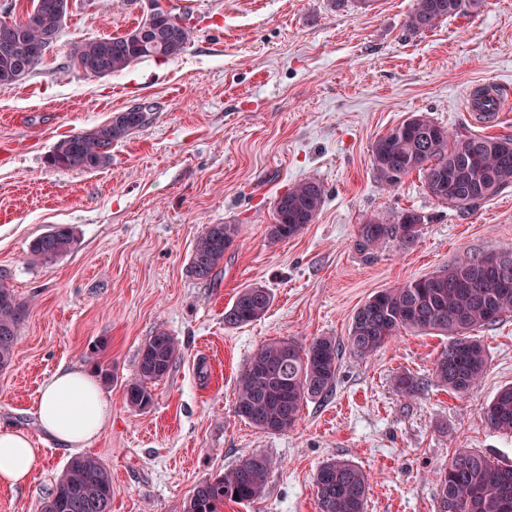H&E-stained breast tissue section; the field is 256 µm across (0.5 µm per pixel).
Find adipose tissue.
<instances>
[{"mask_svg": "<svg viewBox=\"0 0 512 512\" xmlns=\"http://www.w3.org/2000/svg\"><path fill=\"white\" fill-rule=\"evenodd\" d=\"M111 418L100 383L87 369L59 367L40 389V427L64 445H85L101 434ZM39 454L26 432L0 424V486L27 485Z\"/></svg>", "mask_w": 512, "mask_h": 512, "instance_id": "adipose-tissue-1", "label": "adipose tissue"}]
</instances>
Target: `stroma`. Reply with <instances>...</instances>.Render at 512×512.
<instances>
[{
    "label": "stroma",
    "instance_id": "35a3bbf8",
    "mask_svg": "<svg viewBox=\"0 0 512 512\" xmlns=\"http://www.w3.org/2000/svg\"><path fill=\"white\" fill-rule=\"evenodd\" d=\"M413 0H168L193 38L172 60L136 62L90 77L67 68L70 48L119 34L149 0H72L61 37L23 83L0 88V281L29 307L9 366L0 369V423L28 433L41 454L27 486L0 487V512H40L76 449L45 437L42 384L59 366L109 370L106 429L84 447L112 479L111 512H184L199 483L256 451L270 460L264 497L224 512H315L314 477L333 458L367 474L364 512H438L437 473L459 450L512 465V435L488 429L483 407L512 384V315L473 332L488 367L471 392L434 376L446 339L400 333L375 355L343 350L336 386L305 400L297 424L268 434L234 413L237 383L264 343L345 341L375 293L473 255L512 249V185L464 215L439 203L421 173L381 185L374 141L414 113L480 135L512 136V111L489 124L466 101L487 83L512 93V0H484L417 36ZM146 125L95 171L59 170L46 157L65 136L131 106ZM319 180L326 198L313 224L272 241L274 203L288 187ZM427 217L411 249L355 242L373 213ZM73 228V248L48 264L32 241ZM240 234L211 280L190 256L202 227ZM273 295L269 311L229 328L224 311L243 288ZM181 345L145 410L124 385L156 330ZM419 378L412 395L399 376Z\"/></svg>",
    "mask_w": 512,
    "mask_h": 512
}]
</instances>
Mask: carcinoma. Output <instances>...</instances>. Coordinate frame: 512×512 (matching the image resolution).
<instances>
[{
  "mask_svg": "<svg viewBox=\"0 0 512 512\" xmlns=\"http://www.w3.org/2000/svg\"><path fill=\"white\" fill-rule=\"evenodd\" d=\"M49 0H32L27 18L0 26L19 28L17 42L5 56L0 53V86L22 83L20 74L32 76L53 47L67 11L46 7ZM482 0H414L404 27L410 35L431 30L454 16L479 10ZM191 40L190 27L174 14L159 18L152 32L141 36V25L122 34L76 44L67 67L78 68L76 57L104 75L118 74L135 62L175 59ZM146 113L133 106L89 132L77 133L54 144L48 164L60 170L93 171L110 160L112 144L144 127ZM372 160L381 183L397 186L418 171L427 192L438 202L466 215L512 184V137L454 134L425 113L410 115L377 138ZM325 189L316 179L294 184L274 205V241L301 233L317 218ZM427 218L406 210L390 219L372 215L358 227L355 246L360 252L377 250L395 241L402 249L417 243ZM239 234L236 224H206L192 250L190 272L208 281L224 260ZM74 231L66 224L33 240L30 260L49 263L69 252ZM487 255L467 257L446 270L415 278L374 294L353 316L347 347L370 356L403 331H434L448 338L437 356L434 375L448 390L464 394L475 388L488 366L484 346L470 336L475 328L512 314V281L504 283L482 268ZM272 304L269 289L254 286L241 290L224 311V325L240 327L261 319ZM27 316L24 303L0 283V368L9 365L18 334ZM342 344L321 336L306 347L289 339H273L252 356L240 376L235 414L255 428L278 434L293 427L303 401L332 392L339 369ZM181 354L179 342L158 330L143 344L137 374L125 384L123 399L132 409L143 410L154 400L152 385L164 378ZM492 430L512 434V385L502 387L482 410ZM270 462L262 452L242 457L234 467L201 482L186 512H223L224 504H247L266 491ZM438 512H512V466L469 450L456 453L439 472ZM315 512H364L368 479L355 464L332 459L320 466L315 480ZM112 479L102 462L92 456L73 457L55 484L42 512H110Z\"/></svg>",
  "mask_w": 512,
  "mask_h": 512,
  "instance_id": "cac0c4a2",
  "label": "carcinoma"
}]
</instances>
